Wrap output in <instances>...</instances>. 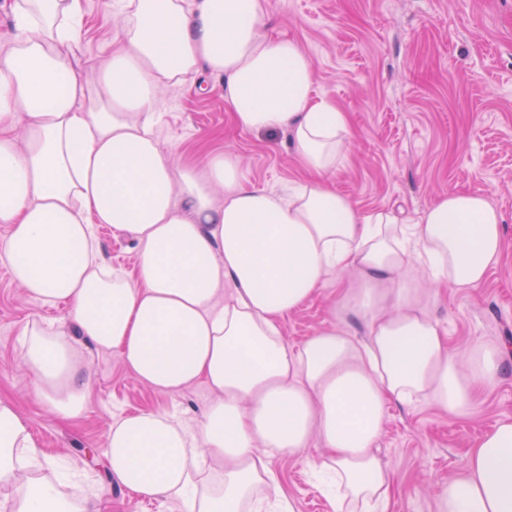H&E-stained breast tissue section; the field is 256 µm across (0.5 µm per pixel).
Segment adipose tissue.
Instances as JSON below:
<instances>
[{
	"label": "adipose tissue",
	"instance_id": "adipose-tissue-1",
	"mask_svg": "<svg viewBox=\"0 0 512 512\" xmlns=\"http://www.w3.org/2000/svg\"><path fill=\"white\" fill-rule=\"evenodd\" d=\"M114 2L116 45L93 79L73 63L83 0H13L15 33L0 53V224L10 227L0 254L15 282L43 304L67 303L79 335L118 351L151 388L202 381L216 395L193 429L162 412L114 419L111 479L184 512H289L269 458L315 436L324 450L308 466L336 512L389 504L377 454L387 403L424 396L466 414L473 384L493 381L503 361L500 345H480L460 368L400 276L415 265L478 286L503 256L500 211L486 195L452 191L404 225L336 191L327 176L342 161L348 115L317 95L300 45L265 32L270 0ZM204 71L223 78L239 129H288L308 179L278 194L245 186L224 151L200 168L173 163L157 135L159 95ZM101 224L132 235L136 279L106 261ZM353 272L366 339L335 327L286 343L282 318ZM23 334L47 403L77 417L89 378L67 332ZM43 468L26 419L0 401L11 512H99L97 493L70 501ZM440 498L441 512H512V421L471 449Z\"/></svg>",
	"mask_w": 512,
	"mask_h": 512
}]
</instances>
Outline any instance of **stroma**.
<instances>
[{
  "mask_svg": "<svg viewBox=\"0 0 512 512\" xmlns=\"http://www.w3.org/2000/svg\"><path fill=\"white\" fill-rule=\"evenodd\" d=\"M118 18L110 0H84V37L75 51L78 74L101 66L112 50ZM265 28L300 43L317 75L316 91L350 117L352 136L329 180L362 213L393 210L418 218L451 191L485 194L505 227L504 257L474 288L435 283L415 273L409 285L459 354L483 343L507 348L503 373L454 417L422 397L387 406L377 446L391 476L389 512H438L448 479L463 475L478 439L512 420V0H271ZM159 137L174 164L199 165L232 151L249 186L277 191L304 179L287 130L237 128L224 103V81L206 74L163 95ZM105 259L135 277L131 236L98 229ZM70 325L65 304L31 298L0 259V399L26 418L40 451L55 468L83 471L100 496L101 512H181L179 504L133 493L110 481L107 433L114 417L153 410L196 424L215 395L202 382L159 392L141 382L117 352L76 338L90 376L84 414L58 419L22 354L27 324ZM356 339L367 320L347 285L328 279L281 322L284 339L301 345L331 327ZM97 449L94 463L84 451ZM322 448L276 454L270 467L293 512H333L307 466Z\"/></svg>",
  "mask_w": 512,
  "mask_h": 512,
  "instance_id": "1",
  "label": "stroma"
}]
</instances>
